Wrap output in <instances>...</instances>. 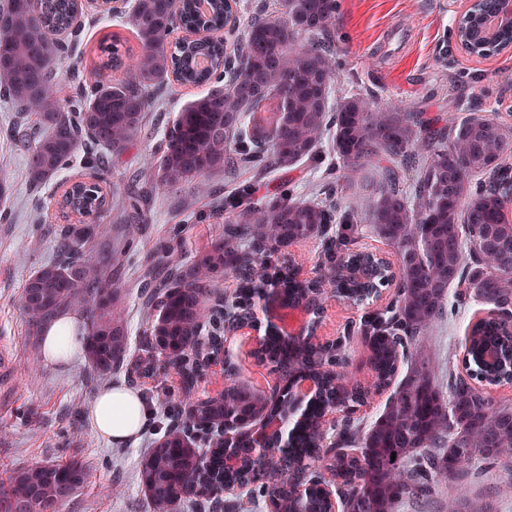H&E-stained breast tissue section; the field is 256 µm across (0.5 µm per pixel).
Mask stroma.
Instances as JSON below:
<instances>
[{
	"instance_id": "1",
	"label": "stroma",
	"mask_w": 512,
	"mask_h": 512,
	"mask_svg": "<svg viewBox=\"0 0 512 512\" xmlns=\"http://www.w3.org/2000/svg\"><path fill=\"white\" fill-rule=\"evenodd\" d=\"M459 8L458 0H338L329 34L340 68L335 100L371 93L381 102L399 101L406 111L430 116L486 114L512 131V53L483 59L456 47L449 28ZM79 27V37H61L67 53L59 86L66 93L78 81L91 85L115 79V72L103 68L99 60L98 46L106 36L120 35L127 47H138L128 29L94 9L83 12ZM197 94L191 86H166L147 116L138 146L108 171V182L125 187L143 156L159 145L164 128ZM16 119V113L0 102V168L12 189L8 216L0 220V350L6 366L0 377V480L15 469L76 458L83 462L87 479L62 512H153L139 482V467L165 424L168 399L178 398L181 387L171 371L138 384V392L151 401L152 417L135 442L109 445L90 429L85 409L99 389L125 384L124 375H94L82 355L66 365L45 362L42 339L30 334L20 299L28 276L56 257L57 240L66 225L58 208L59 185L74 178L77 170H63L53 183L34 189L24 148L4 135ZM276 180V174L258 176L251 170L213 173L207 179L211 195L202 194L197 183L182 184L155 198L152 220L137 235L115 221L104 225L99 239L86 244V256H96L107 244L120 258L114 273L126 291L131 359L143 354L140 282L156 246L169 241L173 228H182L183 259L191 261L195 248L224 232L223 221L210 214L213 197H224L242 184L253 185L262 197L271 193ZM187 202L193 203V211L184 210ZM486 310L474 297L461 305L448 300L430 335L410 347L399 375L408 374L412 362L422 358L436 385L447 389L449 369L461 365L462 342Z\"/></svg>"
}]
</instances>
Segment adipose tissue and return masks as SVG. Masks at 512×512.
Listing matches in <instances>:
<instances>
[{
	"mask_svg": "<svg viewBox=\"0 0 512 512\" xmlns=\"http://www.w3.org/2000/svg\"><path fill=\"white\" fill-rule=\"evenodd\" d=\"M87 342L78 316L58 317L44 337V359L48 364H64L77 357ZM93 432L115 445L135 441L146 426L149 413L133 390L109 386L96 392L86 408Z\"/></svg>",
	"mask_w": 512,
	"mask_h": 512,
	"instance_id": "1",
	"label": "adipose tissue"
}]
</instances>
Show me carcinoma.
I'll return each mask as SVG.
<instances>
[{
  "label": "carcinoma",
  "mask_w": 512,
  "mask_h": 512,
  "mask_svg": "<svg viewBox=\"0 0 512 512\" xmlns=\"http://www.w3.org/2000/svg\"><path fill=\"white\" fill-rule=\"evenodd\" d=\"M77 0H5L0 5V97L34 117L15 121L10 139L26 148L30 182L50 183L83 152V168L95 179L64 196L74 217L58 246V259L31 273L21 295L30 329L39 333L57 315L83 318L89 367L104 376L127 361L123 292L112 281V252L92 260L83 247L102 232L118 193L104 178L109 164L140 140L146 112L170 76L182 85L204 88L167 128L159 151L143 158L138 190L122 195L120 222L140 230L150 221L154 198L217 170L240 166L262 173L301 162H321L323 139L332 133L336 159L357 168L375 161L378 174L362 181L358 201L344 208L298 199V184L286 178L274 193L258 198L249 185L224 197V233L183 262L184 240L161 246L146 270L143 307L157 311L144 330L147 357L128 369V381L154 379L176 367L184 379L202 377L206 354L224 345L238 316L254 314L263 291L275 283L297 306L323 309L330 293L321 283L298 279L297 266L279 251L306 239L322 245L320 266L327 286L356 296L388 281L395 299L364 319L359 331L379 380L394 377L399 351L429 335L445 311L448 288L472 293L498 308L512 303V220L499 188L512 181L506 168L512 134L493 118L473 114L448 125L422 112H401L369 94L332 101L336 61L319 36L335 20L337 0H279V8L250 20L237 47L224 41L175 52L170 37L176 18L191 25L197 0H132L125 24L139 42L128 57L118 44L104 67L129 75L109 83L80 86L60 97L56 67L64 33L78 35ZM211 27L221 30L229 15L226 0H209ZM128 61H123V58ZM390 162L381 166V161ZM415 176L402 182L392 165ZM370 233L394 250L395 269L361 251ZM231 272L242 283L232 298L212 304L215 276ZM348 336L329 345L301 337L264 345L276 369L297 373L316 387L313 406L290 451L271 447L259 453L245 435L223 428L230 415H260L288 423L290 399L273 401L224 370V393L199 401L189 413L191 387L174 403L159 445L144 458L139 478L154 512H176L184 498L222 499L223 483L249 488L250 504L268 499L270 512H326L319 490L296 496L294 475L318 483L326 469L336 476L346 512H396L413 500L431 497L434 482L457 479L467 470L512 453V409L494 403L488 386L512 381V328L483 319L472 328L466 375L448 371L443 394L425 366L405 376L368 428L352 417L364 393L342 371ZM339 417L329 432L316 418L322 405ZM333 438L336 452L320 457V444ZM239 459L224 471V453ZM86 479L76 460L33 465L0 482L4 512H62L67 489Z\"/></svg>",
  "instance_id": "cac0c4a2"
}]
</instances>
